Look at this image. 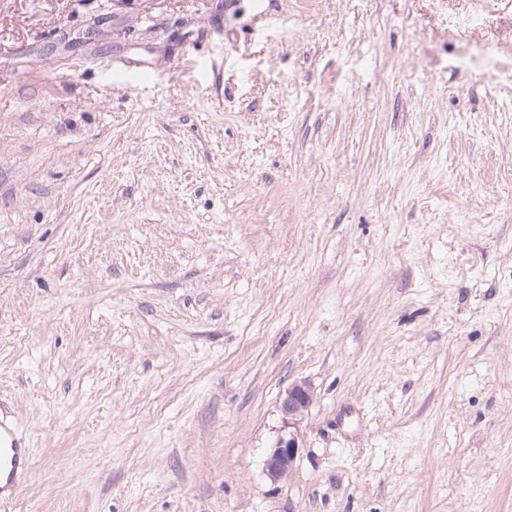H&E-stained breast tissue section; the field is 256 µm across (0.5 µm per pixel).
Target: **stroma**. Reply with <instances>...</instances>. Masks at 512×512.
Here are the masks:
<instances>
[{
  "label": "stroma",
  "instance_id": "1",
  "mask_svg": "<svg viewBox=\"0 0 512 512\" xmlns=\"http://www.w3.org/2000/svg\"><path fill=\"white\" fill-rule=\"evenodd\" d=\"M500 70L512 0H0V512H512ZM312 402L313 392L308 383L295 382L288 387L280 404L288 433L277 438L265 460L266 473L272 482L282 480L292 469L300 448L298 427ZM8 412L0 404V506L8 505L19 486L32 473L34 461L28 443L12 424L4 420Z\"/></svg>",
  "mask_w": 512,
  "mask_h": 512
}]
</instances>
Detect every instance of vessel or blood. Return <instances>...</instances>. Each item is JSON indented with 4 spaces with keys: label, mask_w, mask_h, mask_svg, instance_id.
<instances>
[{
    "label": "vessel or blood",
    "mask_w": 512,
    "mask_h": 512,
    "mask_svg": "<svg viewBox=\"0 0 512 512\" xmlns=\"http://www.w3.org/2000/svg\"><path fill=\"white\" fill-rule=\"evenodd\" d=\"M6 410L0 405V506L8 505L19 486L32 473L34 461L27 442L5 420Z\"/></svg>",
    "instance_id": "vessel-or-blood-1"
}]
</instances>
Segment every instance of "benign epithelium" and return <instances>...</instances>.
I'll list each match as a JSON object with an SVG mask.
<instances>
[{"mask_svg": "<svg viewBox=\"0 0 512 512\" xmlns=\"http://www.w3.org/2000/svg\"><path fill=\"white\" fill-rule=\"evenodd\" d=\"M313 402V392L306 382L291 384L280 404L284 427L288 432L280 435L265 460L267 476L273 482L285 478L293 467L299 445L298 427Z\"/></svg>", "mask_w": 512, "mask_h": 512, "instance_id": "benign-epithelium-1", "label": "benign epithelium"}]
</instances>
